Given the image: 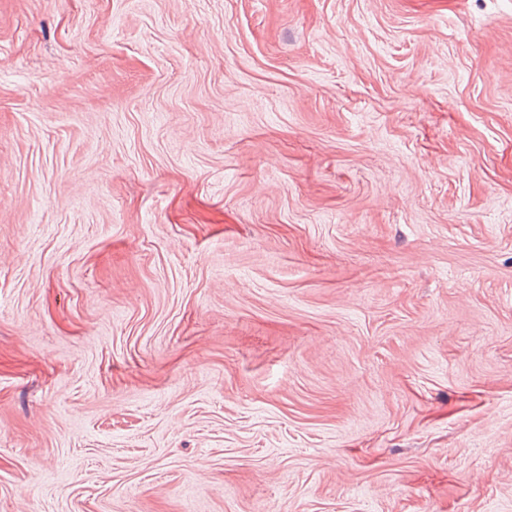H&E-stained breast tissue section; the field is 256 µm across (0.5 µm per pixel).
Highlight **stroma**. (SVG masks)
<instances>
[{
  "instance_id": "stroma-1",
  "label": "stroma",
  "mask_w": 512,
  "mask_h": 512,
  "mask_svg": "<svg viewBox=\"0 0 512 512\" xmlns=\"http://www.w3.org/2000/svg\"><path fill=\"white\" fill-rule=\"evenodd\" d=\"M0 512H512V0H0Z\"/></svg>"
}]
</instances>
